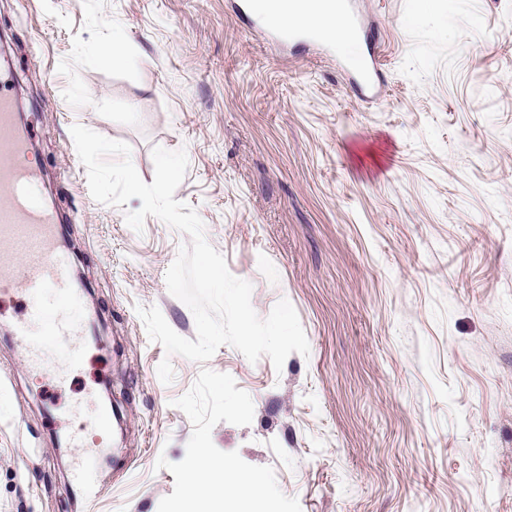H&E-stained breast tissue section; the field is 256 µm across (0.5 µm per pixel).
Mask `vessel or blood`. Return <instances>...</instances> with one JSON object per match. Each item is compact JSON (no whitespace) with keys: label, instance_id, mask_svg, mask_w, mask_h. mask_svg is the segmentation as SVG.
<instances>
[{"label":"vessel or blood","instance_id":"vessel-or-blood-1","mask_svg":"<svg viewBox=\"0 0 512 512\" xmlns=\"http://www.w3.org/2000/svg\"><path fill=\"white\" fill-rule=\"evenodd\" d=\"M318 6L339 8L346 16L352 35L362 28L357 0H271L272 10ZM270 34L294 41L306 39L325 43L313 29L274 25ZM359 83L374 84L378 76L375 55L350 65ZM11 77L0 72V293L23 289L29 295V311L16 331L18 341L30 351L32 363H40L41 350L67 342L79 335L73 311L81 305V289L67 275V259L58 248L61 228L56 217L40 208L29 196L36 173L28 163L26 142L16 126V102L9 92ZM75 478L86 498L98 495V458L84 450Z\"/></svg>","mask_w":512,"mask_h":512}]
</instances>
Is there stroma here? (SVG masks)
Segmentation results:
<instances>
[{
  "instance_id": "stroma-1",
  "label": "stroma",
  "mask_w": 512,
  "mask_h": 512,
  "mask_svg": "<svg viewBox=\"0 0 512 512\" xmlns=\"http://www.w3.org/2000/svg\"><path fill=\"white\" fill-rule=\"evenodd\" d=\"M375 94L334 58L253 27L255 0H0L40 205L71 241L83 362L32 365L0 304V512H158L193 426L176 399L201 368L231 375L249 425L212 440L271 467L301 512H512V0H362ZM119 39L120 67L101 47ZM185 149L174 197L199 214L258 316L288 300L310 353L282 370L221 346L167 356L137 310L195 339L165 275L188 235L95 201L70 129ZM174 369L162 383L163 360ZM122 418H94L104 396ZM101 458L100 496L71 477Z\"/></svg>"
}]
</instances>
